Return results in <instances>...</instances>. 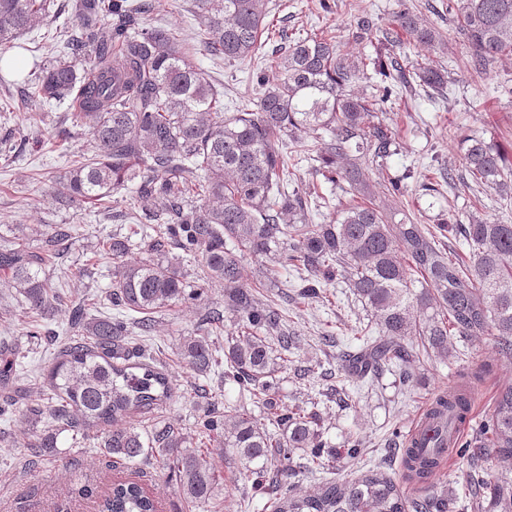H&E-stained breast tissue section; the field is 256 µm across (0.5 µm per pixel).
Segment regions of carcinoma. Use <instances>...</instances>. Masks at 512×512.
Returning a JSON list of instances; mask_svg holds the SVG:
<instances>
[{
	"label": "carcinoma",
	"mask_w": 512,
	"mask_h": 512,
	"mask_svg": "<svg viewBox=\"0 0 512 512\" xmlns=\"http://www.w3.org/2000/svg\"><path fill=\"white\" fill-rule=\"evenodd\" d=\"M50 4L0 0V59L47 15ZM193 7L198 41L210 57L239 63L262 48L268 0H193ZM76 10L79 28L60 31L63 44L29 79L32 99L76 96L81 111L72 113L73 122L87 129L92 142V154L55 180L51 200L79 211L127 187L149 205L139 239L114 234L98 241L97 250L114 263L112 290L100 302L139 314L133 327L147 333L155 314L192 287L184 262L197 263V280L224 284L225 307L239 315L238 335L222 360L208 332L185 340L180 358L199 376L224 367V379L249 394L268 425L235 407L214 406L194 434L160 423L150 430L127 424L133 412L171 399L169 375L145 352L129 350L126 322L91 316L78 304L70 315L81 339L64 343L50 368L51 397L19 411L25 420L49 424L31 443L32 453L55 457L62 433L104 427L106 458L125 464L153 459L178 474L192 507L214 512L224 476L208 440L220 431L224 448L257 484L269 466H280L272 512H449L446 498L408 497L379 465L344 483L326 481L308 494L294 491L287 482L294 460L319 472L330 467L331 456L324 454L316 414L284 409L273 397L275 375L296 337L281 330L278 313L257 304L244 275L246 258H270L300 273L299 294L307 299L343 279L381 333L378 339L361 336V349L343 360L359 366V378L405 367L422 354L444 361L452 356L453 336H489L512 363V224L474 216L467 224H443L439 231L462 238L467 247L462 255L451 253L424 225L397 222L380 210L366 177L373 170L377 185L389 193L401 190V179L383 163L390 134L372 114L397 88L443 91L445 73L382 54L395 42L389 36L375 54L353 57L323 34L290 41L283 30L278 36L288 47L269 58L281 78H261L254 99L226 112L222 93L194 65L179 33L145 23V0H78ZM448 16L456 38L472 50L475 69L512 55V0H448ZM396 24L419 43L445 49L443 35L416 15L401 10ZM361 79L368 80L369 92L353 90ZM302 133L317 140L309 159L321 163L329 181L346 182L359 199L327 224L310 222V195L287 190L296 163L280 143ZM463 154L467 180L512 198V160L500 147L474 136ZM41 236L44 252L59 253L72 233L64 224H48ZM43 266L44 256L29 249L24 231L0 244V282L23 297L31 316L45 318L58 310L59 294ZM409 336L417 345L405 343ZM468 403L461 390L439 399L438 415ZM473 451L502 463L491 478L470 483L473 512H512V383L497 391L491 414L477 427ZM401 465L406 479L425 491L438 459L406 448ZM98 512L158 509L144 486L127 478L112 482Z\"/></svg>",
	"instance_id": "carcinoma-1"
}]
</instances>
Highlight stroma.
Returning <instances> with one entry per match:
<instances>
[{"label":"stroma","instance_id":"35a3bbf8","mask_svg":"<svg viewBox=\"0 0 512 512\" xmlns=\"http://www.w3.org/2000/svg\"><path fill=\"white\" fill-rule=\"evenodd\" d=\"M270 0L268 20L273 26L287 27L289 33H322L337 37L342 52L355 56L373 53L372 42L355 40L358 15L373 22L374 36L395 32L396 12L407 8L426 23L451 34L448 0ZM152 22L175 27L185 38H193L197 22L184 0H149ZM47 19L19 37L7 57L0 59V98L19 94L23 80L42 65L51 50L48 31L76 27V0H54ZM403 50L409 61L447 69L452 81L450 97L419 89L392 97L375 113L377 122L392 132L394 143L387 160L391 173L406 174L400 193L377 190L376 202L396 219L413 218L415 223L436 230L438 224L468 223L472 215L491 221L512 222V204H506L494 191L482 190L463 181L465 164L459 142L466 136H479L501 145L512 144V57H503L476 71L471 52L464 45L449 42L446 51H429L412 36H404ZM197 62L204 76L224 94L225 111H235L247 100L258 73L276 80L274 70H263L261 61L228 64L198 53ZM74 102L45 104L37 101L23 109L20 118L0 111V235L11 237L15 225L31 227L28 240L32 250H40L39 227L45 224H71L79 234L67 250L52 257L45 273L59 286L65 298H81L107 291L112 285L111 258L97 254L95 244L115 230H129L143 208L132 190L114 193L108 206L90 204L81 211L52 204L47 195L53 180L63 174L80 155L90 153L87 131L75 132L68 139L57 137L53 120L74 111ZM434 191H425L427 183ZM293 184L314 196L310 214L313 223L325 224L336 217L348 196L340 184H331L313 166L300 163ZM246 271L262 270V283L256 297L271 305L280 323L296 336L288 354L286 369L276 376L279 404L318 411L323 419V438L336 449L345 446L349 436L362 437L366 448L355 458L337 459L333 469L311 473L300 469L292 477L303 491L320 482H339L355 477L373 464L382 465L395 479L403 477L400 456L406 438L423 407L444 387L456 386L473 391L472 424H479L492 410L495 390L512 383V363L498 355L491 340L455 338L456 355L447 362L424 360L411 368L413 379L401 384L398 369L384 371L369 383H347V397L336 393V373L342 352L356 347V331L370 320L342 282L328 285L322 298H299L294 288L285 286L286 274L273 262L246 258ZM224 287L206 284L196 299H185L156 316L153 331L134 336V344L146 347L151 356L168 371L173 398L163 410L166 423L181 432H192L209 408L213 396L223 403L249 406V399L233 384L225 383L223 372L200 376L182 362L179 350L189 337L197 335L207 312L223 310ZM29 317L20 297L0 287V346L20 352L21 368L12 384L14 410L0 415V512H97V502L112 481L130 477L132 466L109 468L99 460L95 432L71 438L61 437L60 454L51 460L29 457L26 449L33 436L28 424L15 416L26 401L38 398L46 388V374L61 340L74 331L65 311L56 312L42 323L43 335L27 333ZM80 464L77 473L66 468L68 460ZM224 472V488L219 496L220 512H267L265 505L275 492L273 485L254 489L238 457L224 451L216 458ZM147 491L155 498L159 512H196L181 496L178 483L158 463H144ZM498 463L493 456L473 458L455 455L451 465L439 468L431 478L435 491L448 495L454 512H464L468 501L469 474L491 476Z\"/></svg>","mask_w":512,"mask_h":512}]
</instances>
